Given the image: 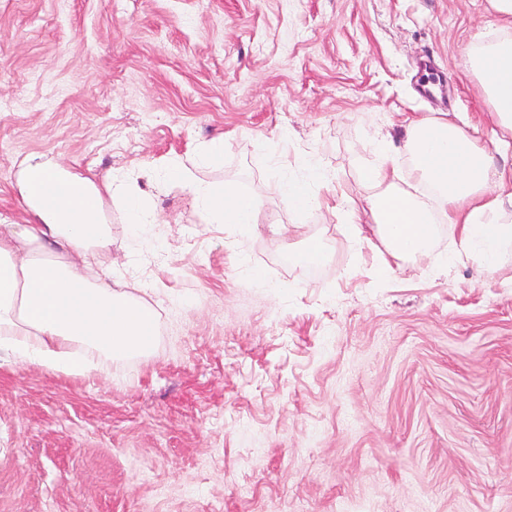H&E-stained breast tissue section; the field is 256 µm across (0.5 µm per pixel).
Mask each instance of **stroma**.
Wrapping results in <instances>:
<instances>
[{"instance_id":"stroma-1","label":"stroma","mask_w":512,"mask_h":512,"mask_svg":"<svg viewBox=\"0 0 512 512\" xmlns=\"http://www.w3.org/2000/svg\"><path fill=\"white\" fill-rule=\"evenodd\" d=\"M510 39L488 0H0V220L32 156L134 180L100 260L156 311L150 351L86 376L0 360V512H512V248L452 264L440 224L381 278L341 203L384 136L409 188L405 127L440 112L511 169L464 67ZM174 163L262 224L204 223ZM284 189L288 195L290 208L303 212L319 204V200L311 194L308 185L304 182L288 180Z\"/></svg>"}]
</instances>
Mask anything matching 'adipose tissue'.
Listing matches in <instances>:
<instances>
[{"mask_svg":"<svg viewBox=\"0 0 512 512\" xmlns=\"http://www.w3.org/2000/svg\"><path fill=\"white\" fill-rule=\"evenodd\" d=\"M480 77L498 127L512 135V42L482 48L470 59ZM406 146L419 182L435 190L434 205L388 186L394 145L382 140L380 165L362 181L378 186L370 207L389 259L424 254L434 233L433 211L458 228L461 248L481 268H494L512 247V224L501 213L512 209V174L491 177L489 156L445 118L411 123ZM167 176L186 183L210 224L257 227L260 206L234 186L185 181L178 169ZM20 192L29 219L0 226V355L71 375L89 372L87 353L122 358L148 351L153 343V310L125 299L109 277L89 278L110 243L102 219L105 195L113 183L97 186L40 158L27 159Z\"/></svg>","mask_w":512,"mask_h":512,"instance_id":"ef3b65f1","label":"adipose tissue"}]
</instances>
